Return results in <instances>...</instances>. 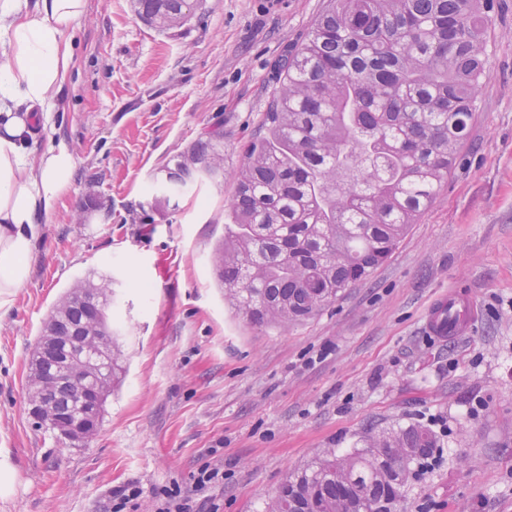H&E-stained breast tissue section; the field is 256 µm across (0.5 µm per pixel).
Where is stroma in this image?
<instances>
[{"label":"stroma","mask_w":512,"mask_h":512,"mask_svg":"<svg viewBox=\"0 0 512 512\" xmlns=\"http://www.w3.org/2000/svg\"><path fill=\"white\" fill-rule=\"evenodd\" d=\"M327 0H203L183 26L146 25L133 0H88L75 64L36 151L65 142L76 174L42 223L31 278L0 316V448L17 469L0 512H104L113 492L178 485L195 512H262L328 450L413 424L437 448L401 512H512V0H493L478 110L447 184L393 256L318 315L257 326L219 287L212 252L246 146L279 88V60ZM224 132V176L159 202L180 152ZM99 199L85 204L87 193ZM112 278L117 381L96 436L37 425L29 361L71 283ZM472 332L428 336L455 285ZM223 468L206 491L194 479Z\"/></svg>","instance_id":"obj_1"}]
</instances>
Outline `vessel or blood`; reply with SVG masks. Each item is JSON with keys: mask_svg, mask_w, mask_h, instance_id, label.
<instances>
[{"mask_svg": "<svg viewBox=\"0 0 512 512\" xmlns=\"http://www.w3.org/2000/svg\"><path fill=\"white\" fill-rule=\"evenodd\" d=\"M475 321V305L463 290L453 288L435 298L424 316L427 334L452 339L469 334Z\"/></svg>", "mask_w": 512, "mask_h": 512, "instance_id": "b4317fda", "label": "vessel or blood"}]
</instances>
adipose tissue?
I'll return each instance as SVG.
<instances>
[{"label": "adipose tissue", "mask_w": 512, "mask_h": 512, "mask_svg": "<svg viewBox=\"0 0 512 512\" xmlns=\"http://www.w3.org/2000/svg\"><path fill=\"white\" fill-rule=\"evenodd\" d=\"M85 10L86 0H0V312L28 283L41 221L73 183L71 149L34 152L29 119L51 123L74 58L67 34Z\"/></svg>", "instance_id": "ef3b65f1"}]
</instances>
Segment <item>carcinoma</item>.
Wrapping results in <instances>:
<instances>
[{"mask_svg":"<svg viewBox=\"0 0 512 512\" xmlns=\"http://www.w3.org/2000/svg\"><path fill=\"white\" fill-rule=\"evenodd\" d=\"M144 18L183 15L179 0H135ZM490 0H328L306 39L288 53L249 143L228 203L233 221L213 265L238 312L256 325L317 315L389 260L448 182L466 143L484 70ZM203 178L224 174L213 137L193 147ZM160 185L171 197L195 183L175 162ZM112 280H76L50 310L37 338L36 390L48 381L60 413L79 403L63 368L82 370L112 391ZM66 335H61V332ZM432 432L411 425L371 437L366 448L328 455L292 472L264 512L288 498L312 512L395 509L413 466L433 455Z\"/></svg>","mask_w":512,"mask_h":512,"instance_id":"1","label":"carcinoma"}]
</instances>
